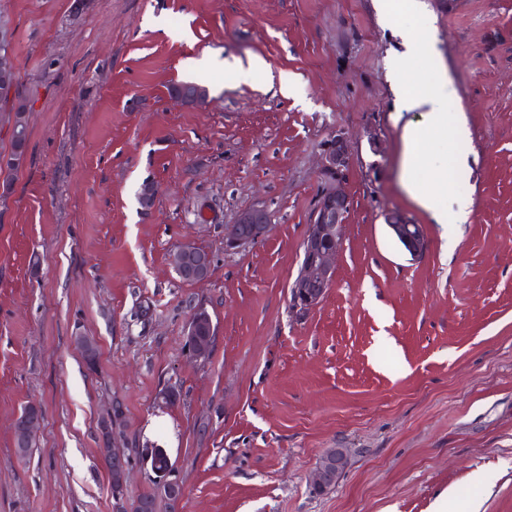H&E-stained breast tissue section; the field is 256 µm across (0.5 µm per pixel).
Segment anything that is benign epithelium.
<instances>
[{"instance_id": "obj_1", "label": "benign epithelium", "mask_w": 512, "mask_h": 512, "mask_svg": "<svg viewBox=\"0 0 512 512\" xmlns=\"http://www.w3.org/2000/svg\"><path fill=\"white\" fill-rule=\"evenodd\" d=\"M350 160L347 138L342 133L333 135L322 149L319 171L324 186L301 243L300 270L289 285V309L297 319L305 318L317 308L335 283V259L343 247L345 222L351 207L350 198L343 189ZM386 225L398 244L412 258H419L427 251L428 240L421 225L413 224L397 213L386 216ZM270 229L271 220L267 210L262 207L242 210L224 236V251H237L260 242L269 234ZM170 261L177 275L196 283L209 278L213 264L210 252L191 243L181 244L174 249ZM73 344L83 357L98 354V344L91 336L78 332L73 336ZM42 423L43 415L37 405L30 406L15 417L13 441L17 453H23ZM347 463L346 449H332L320 458L313 471L311 484L317 490L332 486ZM129 471L128 456L120 450L115 451L110 459L108 474L119 478L125 487Z\"/></svg>"}]
</instances>
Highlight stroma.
Here are the masks:
<instances>
[{
    "label": "stroma",
    "instance_id": "35a3bbf8",
    "mask_svg": "<svg viewBox=\"0 0 512 512\" xmlns=\"http://www.w3.org/2000/svg\"><path fill=\"white\" fill-rule=\"evenodd\" d=\"M0 8L30 106L27 162L0 173V512H132L162 482L157 448L184 487L174 512H437L443 500L512 512V0H423L387 18L378 0ZM403 30L420 42L409 54ZM207 50L223 67L189 69ZM392 52L410 93L453 82L448 112L468 137L398 111ZM283 74L298 94L281 92ZM185 82L205 88L197 105L172 99ZM408 124L425 131L428 208L401 179ZM338 132L351 152L344 246L334 286L296 321L288 285ZM458 197L468 221L441 229L435 212ZM253 205L272 215L268 237L225 252ZM389 212L423 227L422 257L393 239ZM185 242L212 253L207 281L171 268ZM198 305L218 327L205 361L186 346ZM79 331L98 342L95 369L72 345ZM29 405L44 420L22 459L12 424ZM116 405L113 443L130 455L120 499L99 456ZM330 448L348 465L318 491Z\"/></svg>",
    "mask_w": 512,
    "mask_h": 512
}]
</instances>
